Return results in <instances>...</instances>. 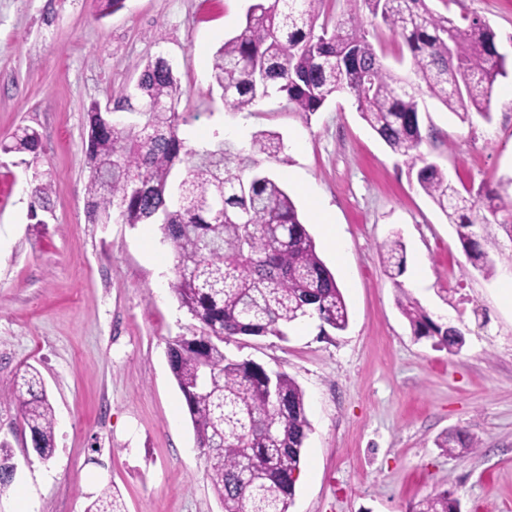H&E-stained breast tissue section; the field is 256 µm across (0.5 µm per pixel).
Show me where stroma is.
<instances>
[{
  "label": "stroma",
  "mask_w": 512,
  "mask_h": 512,
  "mask_svg": "<svg viewBox=\"0 0 512 512\" xmlns=\"http://www.w3.org/2000/svg\"><path fill=\"white\" fill-rule=\"evenodd\" d=\"M252 0H125L102 17L96 0H0V141L20 126L40 135L37 154L0 153V439L17 472L0 512H85L93 493L118 490L126 512H224L169 367L167 346L196 322L169 288L174 254L157 225L92 224L86 215L87 113L112 108L147 61L165 57L183 92L194 143L225 126L271 131L285 144L268 172L296 171L332 207L345 240L336 258L313 224L310 202L286 188L343 292L345 331L316 320L285 337L233 336L225 354L287 373L304 393L310 431L288 512H410L448 490L465 512H512V310L497 290L512 277V237L477 230L495 273L467 260L455 225L395 156L336 97L319 112L273 96L254 112L225 106L212 55L242 24ZM455 20L478 16L512 59V0H432ZM512 72L499 78L490 121H461L437 100L421 103L433 135L422 146L457 186L496 188L512 201ZM48 210L31 213L36 184ZM400 239L407 271L392 280L380 248ZM424 264L416 285L411 268ZM408 295L443 325L461 329V350L416 339L398 298ZM34 366L56 418L50 461L25 453L11 392ZM463 429L471 451L436 442Z\"/></svg>",
  "instance_id": "stroma-1"
}]
</instances>
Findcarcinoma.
I'll use <instances>...</instances> for the list:
<instances>
[{
    "label": "carcinoma",
    "instance_id": "obj_1",
    "mask_svg": "<svg viewBox=\"0 0 512 512\" xmlns=\"http://www.w3.org/2000/svg\"><path fill=\"white\" fill-rule=\"evenodd\" d=\"M349 10L334 25L320 21L324 0H254L245 24L213 57L212 78L234 112H251L273 93L296 112L314 113L327 100L346 95L391 152L416 171V182L458 237L471 265L494 274L476 224L511 211L498 193L483 187L463 194L448 174L421 152L419 100L427 94L462 121L472 114L488 121L497 78L507 75L497 33L473 17L461 26L435 12L428 0H346ZM380 20L401 40L410 69L387 68L369 40L360 10ZM181 88L171 64L157 57L144 66L132 98L135 118L108 124L99 107L88 113V221L157 224L174 251L171 289L200 333L168 344L172 374L193 425L207 476L224 512H288L301 472L310 430L304 394L284 372L224 354L232 336L287 335L295 323L317 318L320 328L343 331L349 310L313 237L299 219L288 190L263 167L277 161L282 139L251 136L249 148L221 140L188 148L179 137L189 113L178 111ZM39 134L21 128L0 152L33 153ZM405 248L398 239L383 246L386 271L402 275ZM400 309L414 334L460 350L465 336L433 321L402 293ZM13 395L29 431L33 453L46 462L56 449L55 414L41 373L27 366ZM445 452L472 448L457 430L442 436ZM12 459L0 441V493L14 481L1 463ZM86 512H124L118 492L104 488ZM415 512H462L453 493L421 499Z\"/></svg>",
    "mask_w": 512,
    "mask_h": 512
}]
</instances>
